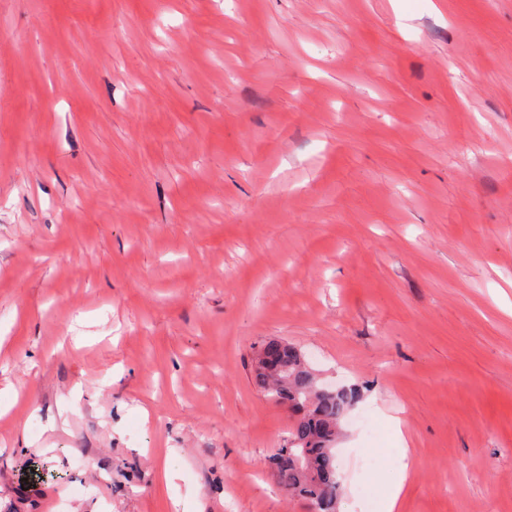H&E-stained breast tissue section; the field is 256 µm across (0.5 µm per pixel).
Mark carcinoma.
Listing matches in <instances>:
<instances>
[{"label": "carcinoma", "mask_w": 512, "mask_h": 512, "mask_svg": "<svg viewBox=\"0 0 512 512\" xmlns=\"http://www.w3.org/2000/svg\"><path fill=\"white\" fill-rule=\"evenodd\" d=\"M258 353L268 369H254V385L294 415L288 446L273 457L275 480L288 495L319 505L320 512H336L334 445L360 391L318 384L301 351L283 341L269 340Z\"/></svg>", "instance_id": "obj_1"}]
</instances>
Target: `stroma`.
<instances>
[{
	"instance_id": "obj_1",
	"label": "stroma",
	"mask_w": 512,
	"mask_h": 512,
	"mask_svg": "<svg viewBox=\"0 0 512 512\" xmlns=\"http://www.w3.org/2000/svg\"><path fill=\"white\" fill-rule=\"evenodd\" d=\"M268 339L512 512V0H0V512H309Z\"/></svg>"
}]
</instances>
